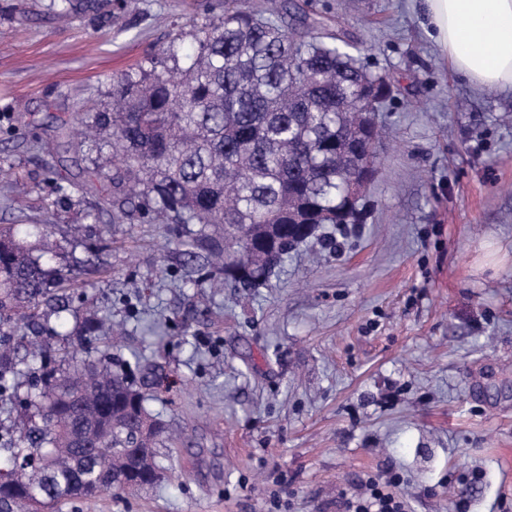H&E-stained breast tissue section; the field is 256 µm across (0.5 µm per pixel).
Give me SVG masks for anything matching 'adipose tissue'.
I'll use <instances>...</instances> for the list:
<instances>
[{"mask_svg": "<svg viewBox=\"0 0 512 512\" xmlns=\"http://www.w3.org/2000/svg\"><path fill=\"white\" fill-rule=\"evenodd\" d=\"M427 34L477 87L512 89V0H423Z\"/></svg>", "mask_w": 512, "mask_h": 512, "instance_id": "adipose-tissue-1", "label": "adipose tissue"}]
</instances>
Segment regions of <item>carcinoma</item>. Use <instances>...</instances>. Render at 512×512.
Here are the masks:
<instances>
[{
	"mask_svg": "<svg viewBox=\"0 0 512 512\" xmlns=\"http://www.w3.org/2000/svg\"><path fill=\"white\" fill-rule=\"evenodd\" d=\"M190 36L184 67H170L179 63L177 36L149 67L113 80L112 111L93 117L88 151L114 148L112 223L139 209L173 231L187 261L205 253L199 288L221 280L260 288L318 228L364 223L350 180L362 169L374 178L382 130L367 118L374 101L363 90L386 77L363 65L357 44L290 10L288 0H225L224 16L192 22ZM34 227L41 244L31 246L18 225H0V401L20 408L22 424L0 432L14 487L0 497V512H43L82 487L119 496L127 489L102 483L103 470L124 473L143 447L144 421L150 447L167 438L149 395L112 370L108 353L59 371L40 351H26L35 338L57 336L49 317L70 310L83 272L56 268L54 225ZM104 335L94 314L69 338L80 345ZM36 371L41 391L19 397ZM89 438L101 445L95 455ZM164 472L155 455L130 480L143 489Z\"/></svg>",
	"mask_w": 512,
	"mask_h": 512,
	"instance_id": "cac0c4a2",
	"label": "carcinoma"
}]
</instances>
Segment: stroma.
<instances>
[{"instance_id": "stroma-1", "label": "stroma", "mask_w": 512, "mask_h": 512, "mask_svg": "<svg viewBox=\"0 0 512 512\" xmlns=\"http://www.w3.org/2000/svg\"><path fill=\"white\" fill-rule=\"evenodd\" d=\"M72 2L0 0V224L48 220L57 264L94 261L73 308L122 325L116 364L163 365L148 408L176 437L159 485L54 512H345L371 476L407 512H512V90L458 73L410 0H289L391 80L396 138L335 248L309 240L251 292L196 288L161 225L113 224L87 180L112 153L91 161L75 116L224 0Z\"/></svg>"}]
</instances>
